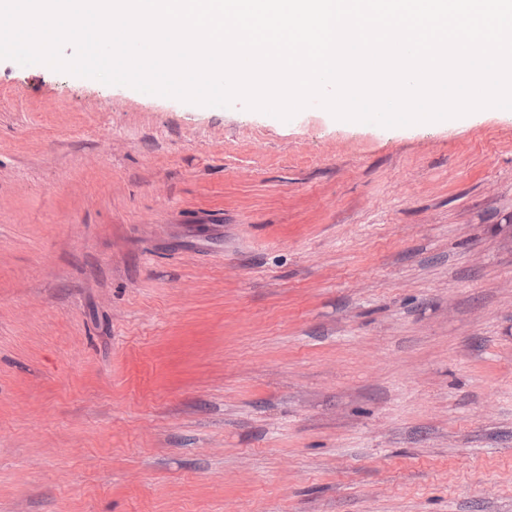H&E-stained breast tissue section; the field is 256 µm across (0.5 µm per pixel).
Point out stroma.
Instances as JSON below:
<instances>
[{
	"instance_id": "35a3bbf8",
	"label": "stroma",
	"mask_w": 512,
	"mask_h": 512,
	"mask_svg": "<svg viewBox=\"0 0 512 512\" xmlns=\"http://www.w3.org/2000/svg\"><path fill=\"white\" fill-rule=\"evenodd\" d=\"M0 512H512V110L0 60Z\"/></svg>"
}]
</instances>
